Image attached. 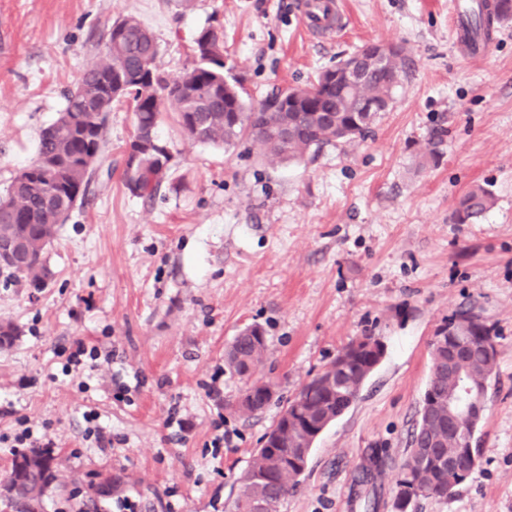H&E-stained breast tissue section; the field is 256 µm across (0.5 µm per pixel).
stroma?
Wrapping results in <instances>:
<instances>
[{
    "instance_id": "stroma-1",
    "label": "stroma",
    "mask_w": 512,
    "mask_h": 512,
    "mask_svg": "<svg viewBox=\"0 0 512 512\" xmlns=\"http://www.w3.org/2000/svg\"><path fill=\"white\" fill-rule=\"evenodd\" d=\"M300 2L0 0V196L121 17L152 29L168 77L191 63L201 29L222 32L250 107L306 86L370 42L399 44L412 61L365 141L299 162L269 161L247 139L228 149L190 144L175 113H164L158 135L172 161L150 200L122 181L133 108L125 101L109 114L112 178L94 183L59 227L48 287L0 284V322L20 331L0 348V435L20 418L47 429L62 487L45 512H61L76 491L102 512L97 485L107 477L142 512H229L288 400L369 333L386 355L317 439L280 512H395L394 476L428 381L430 341L463 306L482 312L498 345L476 432L482 454L451 496L418 499L408 512H512V23L498 28L488 56L468 60L451 32V0H343L348 26L327 40L303 29ZM438 129L432 160L425 145ZM476 183L493 206L454 223ZM253 324L268 337L254 377L275 383L279 399L249 415L236 407L245 381L225 352ZM78 340L111 352V362L65 371L64 352ZM116 376L131 386L130 402L114 399ZM173 406L183 428L166 425ZM91 408L114 447L87 438ZM219 421L233 440L216 448ZM373 448L386 449L387 465L359 482Z\"/></svg>"
}]
</instances>
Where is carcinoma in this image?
Returning <instances> with one entry per match:
<instances>
[{"mask_svg":"<svg viewBox=\"0 0 512 512\" xmlns=\"http://www.w3.org/2000/svg\"><path fill=\"white\" fill-rule=\"evenodd\" d=\"M512 19V0H480L468 24L471 33L489 34L492 23ZM158 44L153 32L134 17L118 19L107 32V50L81 74L68 94L66 106L39 136L32 163L17 175L7 195L0 198V248L17 246V257L0 268L6 284L25 283L43 290L49 274L46 253L52 246L64 215L80 207L98 175L106 147L107 116L118 103L132 101L136 133L126 149L124 185L135 196L150 198L162 187L167 171L159 156L157 127L161 114H177L184 136L194 144L231 146L246 136L264 150L265 157L280 162L302 158L328 144L361 142L371 132L376 112H364V103L377 104L384 112L410 69L401 52L384 61L368 58L360 81L349 87L334 82L329 72H319L302 88H287L259 108L246 109L240 80L225 70L223 41L213 29L202 30L194 40L193 61L169 79L156 72L153 79L144 65L156 62ZM493 205L491 192L472 186L459 200L454 219L465 224ZM477 320L469 326L466 342V375L488 390L496 375L497 360H489L483 337L492 335L482 316L460 309L448 318ZM375 336L366 334L344 347L341 355L313 376L288 404V416H279L274 428L261 438L247 469L232 512H278L279 505L296 489L310 456L302 448L304 435L318 424L332 423L351 405L372 373L371 346ZM267 349L263 329L250 326L240 332L227 351L231 372L248 377ZM448 347L430 353L429 381L424 400H436L437 418L419 413L409 442L410 451L395 478L397 512H407L419 498L446 497L466 481L450 472L443 462L461 456L460 469L468 470L471 454H459L464 438L444 436L439 448L424 444L438 427L448 429V391L454 380L448 375ZM57 480L54 458L31 450L17 454L3 485V505L9 512H40L42 499ZM414 489V497L400 500L402 487Z\"/></svg>","mask_w":512,"mask_h":512,"instance_id":"cac0c4a2","label":"carcinoma"}]
</instances>
